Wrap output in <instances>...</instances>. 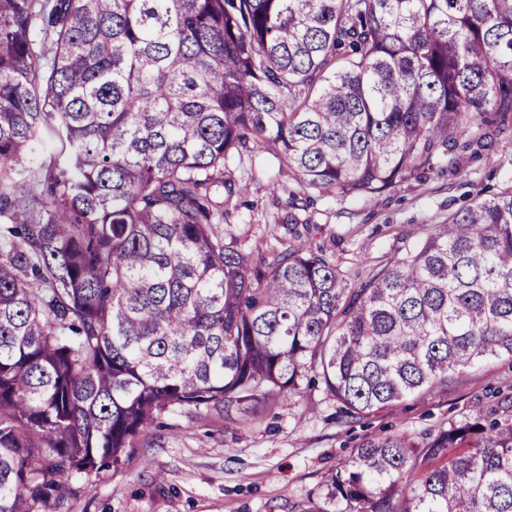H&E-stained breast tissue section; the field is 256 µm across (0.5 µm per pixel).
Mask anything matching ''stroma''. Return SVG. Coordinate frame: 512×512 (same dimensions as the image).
Here are the masks:
<instances>
[{"label": "stroma", "mask_w": 512, "mask_h": 512, "mask_svg": "<svg viewBox=\"0 0 512 512\" xmlns=\"http://www.w3.org/2000/svg\"><path fill=\"white\" fill-rule=\"evenodd\" d=\"M238 224L254 244L266 225L288 211L292 181L269 155H260ZM281 192H273L274 184ZM512 184V149L496 143L466 159L465 173L412 179L379 194L317 199L308 208L320 224L310 242L349 267L417 238L422 229L482 195ZM512 395V362L473 370L463 385L410 398L346 423L323 388H301L288 406L269 401L251 424L222 412L163 414L153 440L128 451L62 512H304L324 502L331 475L349 459L361 436L392 431L434 432Z\"/></svg>", "instance_id": "1"}]
</instances>
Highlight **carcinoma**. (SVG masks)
Wrapping results in <instances>:
<instances>
[{"instance_id": "cac0c4a2", "label": "carcinoma", "mask_w": 512, "mask_h": 512, "mask_svg": "<svg viewBox=\"0 0 512 512\" xmlns=\"http://www.w3.org/2000/svg\"><path fill=\"white\" fill-rule=\"evenodd\" d=\"M512 0H0V512H55L160 415L319 379L346 419L512 360V185L362 270L315 198L512 146ZM58 147L50 165L30 160ZM288 168L265 251L231 220ZM336 512H512V396L370 435Z\"/></svg>"}]
</instances>
